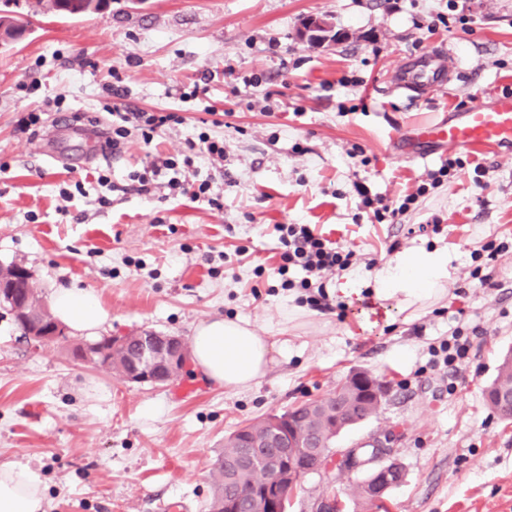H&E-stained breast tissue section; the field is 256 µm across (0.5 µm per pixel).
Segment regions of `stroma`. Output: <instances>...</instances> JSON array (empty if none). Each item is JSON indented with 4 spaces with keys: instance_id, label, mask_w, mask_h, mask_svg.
<instances>
[{
    "instance_id": "35a3bbf8",
    "label": "stroma",
    "mask_w": 512,
    "mask_h": 512,
    "mask_svg": "<svg viewBox=\"0 0 512 512\" xmlns=\"http://www.w3.org/2000/svg\"><path fill=\"white\" fill-rule=\"evenodd\" d=\"M20 5L30 32L0 48V265L27 268L45 302L59 287L91 292L108 336L189 339L205 320L238 316L286 339L288 354L242 392L190 365L163 387L131 384L74 361L76 334L31 349L0 308V465L40 473L46 512H208L225 435L361 369L388 396L333 452L388 439L405 473L388 512H512V422L483 397L512 349V158L464 156L415 209L380 224L358 196L397 200L452 156L400 160L392 138L473 93L512 91V0H112L77 19L47 13L43 0ZM455 11L467 27H432L434 14ZM311 17L329 19L341 40L299 38ZM436 51L456 66L446 91H395L400 60ZM116 72L126 105L182 122L148 145L130 138L115 156L100 133ZM205 73L207 93L194 94ZM37 110L33 138L19 123ZM203 134L224 141L221 169L195 161L223 189V209L128 189L149 156L184 153ZM105 170L117 186L108 208L96 202ZM77 181L84 194L62 201L59 184ZM278 224L312 225L353 251L348 270L326 279L330 309L277 287ZM418 247L447 249V297L416 316L375 307V272ZM348 278L361 304L338 293ZM457 327L472 347L450 381L429 351ZM373 467L306 476L288 512H315L331 490L345 512H371L354 487Z\"/></svg>"
}]
</instances>
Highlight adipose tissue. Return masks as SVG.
Here are the masks:
<instances>
[{
  "instance_id": "adipose-tissue-1",
  "label": "adipose tissue",
  "mask_w": 512,
  "mask_h": 512,
  "mask_svg": "<svg viewBox=\"0 0 512 512\" xmlns=\"http://www.w3.org/2000/svg\"><path fill=\"white\" fill-rule=\"evenodd\" d=\"M447 250H406L374 274V295L402 309L430 307L444 296L448 281ZM55 318L74 333L96 336L108 313L90 292L58 288L51 296ZM288 351L287 341L259 331L243 318H215L198 324L191 346L192 361L207 378L230 391L258 384L278 356ZM40 474L24 465L0 466V512H44Z\"/></svg>"
}]
</instances>
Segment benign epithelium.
Masks as SVG:
<instances>
[{"label":"benign epithelium","mask_w":512,"mask_h":512,"mask_svg":"<svg viewBox=\"0 0 512 512\" xmlns=\"http://www.w3.org/2000/svg\"><path fill=\"white\" fill-rule=\"evenodd\" d=\"M300 35L312 42L337 40L340 35L332 34L331 24L322 18H311L304 23ZM25 283L27 296L36 295L28 272L17 268L7 276H0V302L8 299L14 302V313L20 315L25 325V339L36 347H47L63 337V327L40 312L29 311L26 302L15 299L18 281ZM138 347L127 355L123 377L130 383H151L164 386L175 379L187 362L188 344L185 338L177 335L143 333L136 336ZM127 337H113L105 349L98 344L79 347L77 357L99 367H110L112 353L126 347ZM350 386L359 388L363 397L376 401L387 395L383 383L365 372H356L348 380ZM250 448H270L276 465L273 478L266 488L252 500V512H286V496L283 487L302 482L310 474L308 470L297 468L290 461L293 445L278 426H273L264 437L248 444ZM391 448L378 440L370 448V459L381 464L373 469V476L366 485L367 496L374 501L387 497L392 488L400 483L403 470L397 461L390 458Z\"/></svg>","instance_id":"obj_1"}]
</instances>
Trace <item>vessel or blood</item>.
I'll list each match as a JSON object with an SVG mask.
<instances>
[{"instance_id": "obj_1", "label": "vessel or blood", "mask_w": 512, "mask_h": 512, "mask_svg": "<svg viewBox=\"0 0 512 512\" xmlns=\"http://www.w3.org/2000/svg\"><path fill=\"white\" fill-rule=\"evenodd\" d=\"M395 83L406 91L442 90L448 85V69L432 55L403 60L396 66ZM442 147L462 153L489 148L511 158L512 94L477 96L466 107L449 109L442 119L419 125L411 137L393 141L400 159H423Z\"/></svg>"}]
</instances>
